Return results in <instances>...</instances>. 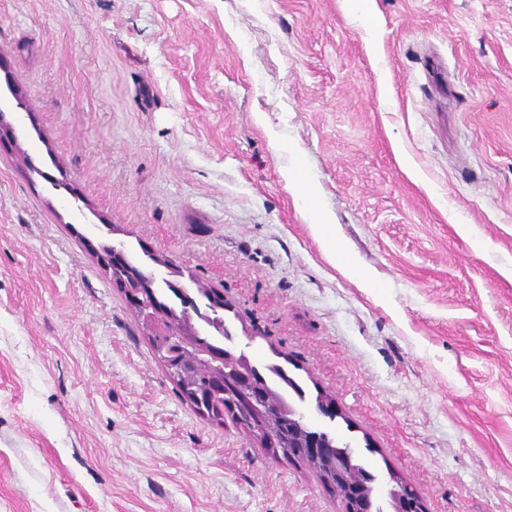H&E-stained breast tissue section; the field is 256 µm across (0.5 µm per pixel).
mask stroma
Returning a JSON list of instances; mask_svg holds the SVG:
<instances>
[{"label":"stroma","mask_w":512,"mask_h":512,"mask_svg":"<svg viewBox=\"0 0 512 512\" xmlns=\"http://www.w3.org/2000/svg\"><path fill=\"white\" fill-rule=\"evenodd\" d=\"M348 5L0 0V512H344L183 400L103 232L223 293L423 512H512V0ZM307 215L313 232L319 239L323 253L327 259L334 266H336V262L339 263L346 272L351 274L356 272V266L353 262L341 258L340 250L336 243V237L331 230L327 215L322 211H315V209H311Z\"/></svg>","instance_id":"obj_1"}]
</instances>
